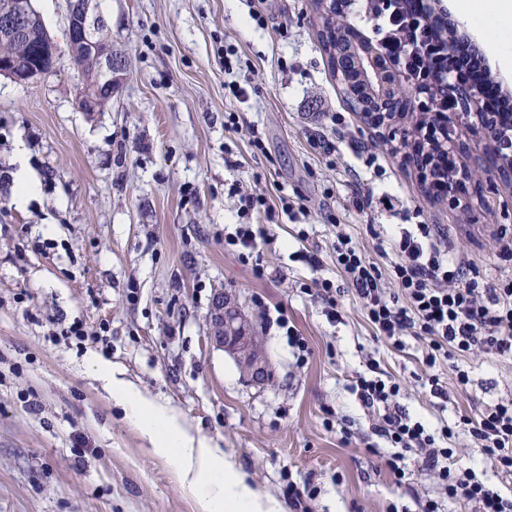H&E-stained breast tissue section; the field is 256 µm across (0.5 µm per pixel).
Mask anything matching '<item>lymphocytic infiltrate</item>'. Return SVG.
Returning a JSON list of instances; mask_svg holds the SVG:
<instances>
[{
	"label": "lymphocytic infiltrate",
	"instance_id": "obj_1",
	"mask_svg": "<svg viewBox=\"0 0 512 512\" xmlns=\"http://www.w3.org/2000/svg\"><path fill=\"white\" fill-rule=\"evenodd\" d=\"M416 15L418 25L402 43L400 54L432 60L447 57L448 74L456 83L481 87L485 109L512 110V100L501 97L489 82L485 60L468 40L458 39L449 50H442L427 10L417 9ZM441 236L436 225L422 224L417 233H403L387 246L380 243L379 232H372L378 253L374 259L364 245L345 233L338 234L334 246L336 269L360 300L375 334L397 348L406 335L425 340L422 362L432 370L425 384L435 396L444 392L434 373L440 361L465 358L476 350L512 360V278L488 282L465 259L443 251ZM382 258L390 261V276L382 274L378 265ZM390 283L396 294H387ZM368 369V374L356 378L352 390L366 407L383 411L377 431L394 448L383 464L396 479L406 476L400 465L403 452L415 450L422 457L424 471L434 475L449 498L477 504L478 512H512V497L494 489L475 467L454 466V449L438 446V439L453 437V428L443 427L437 436L428 433L402 410L400 383L381 378L377 361H370ZM458 426L483 455L494 460L498 470L512 475V399L487 405L477 417H461Z\"/></svg>",
	"mask_w": 512,
	"mask_h": 512
}]
</instances>
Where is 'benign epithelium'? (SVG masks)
I'll use <instances>...</instances> for the list:
<instances>
[{
	"mask_svg": "<svg viewBox=\"0 0 512 512\" xmlns=\"http://www.w3.org/2000/svg\"><path fill=\"white\" fill-rule=\"evenodd\" d=\"M349 5L347 0H322L319 15L322 28L335 36L349 26L341 5ZM34 11L32 0H0V41H9L18 47L11 56H0V75L16 82H30L42 75L40 68H23L19 60L35 50L42 58L54 65L58 48L47 32H42L41 40L32 44L23 21ZM105 26L104 17L98 12L96 0H70V11L66 31L67 51L74 63H81L86 57L93 59L95 71L102 75L101 80L83 88L77 97V106L83 112H99L103 103L112 99L116 87L122 82L125 66L113 61L115 49L108 39H99L97 34ZM360 72L365 81L376 80L382 85L379 99L406 98L421 102L423 118L416 123L420 134L414 139L413 151L426 150L434 145L442 146V152L458 150L455 113L433 112L421 101L430 95L426 86L409 80L399 64L383 66L379 49L372 46L363 55ZM448 98L456 101L460 114L475 119L476 129L493 143L492 152L497 156L512 158V114L503 112H483L480 108L482 91L478 88L457 85H444ZM346 101L354 112L362 113L371 125L381 128L394 139L400 133L394 118L386 109L375 112L365 110L362 101L354 94H345ZM445 195L448 205L458 207L469 203V199L480 189L477 172L464 167H452L448 171V184ZM208 340L233 359L242 380L250 385L264 386L271 377L270 361L252 318L245 311L237 294L224 290L214 298L209 319Z\"/></svg>",
	"mask_w": 512,
	"mask_h": 512,
	"instance_id": "benign-epithelium-1",
	"label": "benign epithelium"
}]
</instances>
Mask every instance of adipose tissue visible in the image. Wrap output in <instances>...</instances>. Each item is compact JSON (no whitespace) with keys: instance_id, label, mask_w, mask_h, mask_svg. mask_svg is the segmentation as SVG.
Here are the masks:
<instances>
[{"instance_id":"obj_1","label":"adipose tissue","mask_w":512,"mask_h":512,"mask_svg":"<svg viewBox=\"0 0 512 512\" xmlns=\"http://www.w3.org/2000/svg\"><path fill=\"white\" fill-rule=\"evenodd\" d=\"M452 11L479 37L481 50L503 71H511L512 38L506 23L512 19V0H454ZM94 368L113 398L138 421L154 452L174 462L200 512H281L279 501L252 487L222 449L191 434L175 413L147 400L108 363L96 361Z\"/></svg>"}]
</instances>
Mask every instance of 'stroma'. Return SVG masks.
Segmentation results:
<instances>
[{
    "mask_svg": "<svg viewBox=\"0 0 512 512\" xmlns=\"http://www.w3.org/2000/svg\"><path fill=\"white\" fill-rule=\"evenodd\" d=\"M106 35L127 70L99 112L80 111L82 71L60 56L41 78L0 76V512H200L175 465L96 380L92 358L111 364L148 399L288 506V487L310 490L311 512H475L450 500L404 455L395 482L378 465L392 447L349 386L369 360L400 383L410 416L437 432L485 404L512 399V361L464 358L468 392L452 364L437 367L449 396L423 389L424 344L403 348L374 335L362 306L343 290L332 246L338 233L370 244L368 225L397 232L435 224L443 249L489 282L512 274V181L484 180L468 213L427 194L399 142L347 109L318 38L312 0H96ZM241 68L224 72L225 49ZM250 67L247 96L228 79ZM239 126L226 129L229 113ZM343 125L331 126L330 113ZM265 149L253 151L252 130ZM334 142L324 154L319 138ZM24 143L25 156L16 153ZM375 155L377 168L367 167ZM27 166L39 189L25 205L14 174ZM361 175L370 208L352 205ZM285 193L305 213L267 221L241 214L238 191ZM258 224L265 244L243 262L225 235ZM317 251L320 270L295 260ZM265 275L255 278L253 264ZM338 287L340 321L325 314L313 279ZM233 290L258 325L272 368L268 385L241 381L233 360L207 340L214 296ZM285 316L308 343L289 347ZM86 336L63 335L72 322ZM458 464L479 463L512 494L473 440L451 441Z\"/></svg>",
    "mask_w": 512,
    "mask_h": 512,
    "instance_id": "obj_1",
    "label": "stroma"
}]
</instances>
